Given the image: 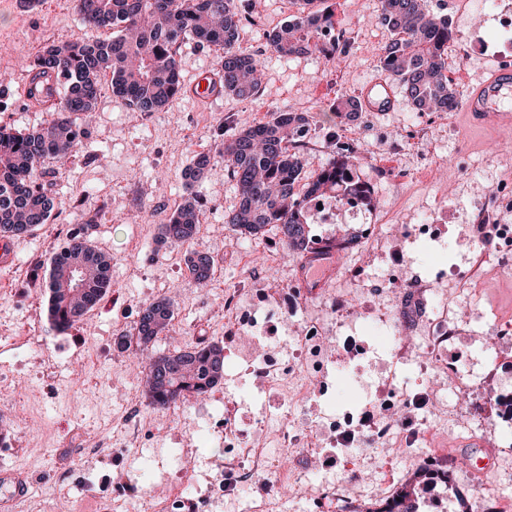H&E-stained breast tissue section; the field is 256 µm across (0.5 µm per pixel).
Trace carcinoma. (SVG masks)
Wrapping results in <instances>:
<instances>
[{
	"label": "carcinoma",
	"mask_w": 512,
	"mask_h": 512,
	"mask_svg": "<svg viewBox=\"0 0 512 512\" xmlns=\"http://www.w3.org/2000/svg\"><path fill=\"white\" fill-rule=\"evenodd\" d=\"M299 16L269 35L278 56L304 54L336 56L339 41H325L336 30L334 5L328 0H299ZM88 38L53 43L27 66V78L36 90L55 79L56 93L36 99L52 112V119L37 129L18 131L0 126V235L19 237L47 223L60 205L38 182L39 168L49 160L76 153L80 126L74 115L96 110L104 81L112 93L137 112H155L181 96L184 85L177 65L181 45L224 51L219 70L224 92L248 97L259 92L261 61L237 49L243 20L250 12L245 0H73ZM381 19L392 38L379 49V62L420 112H449L458 105L448 76V42L453 30L448 16L428 12L424 0H381ZM309 125L303 112H274L267 121L238 129L223 139L216 152H200L182 173L184 201L160 225V240L187 246L186 266L200 285L211 280L213 258L192 247L200 224L199 188L216 158L224 160L235 181L240 203L225 216V223L244 238H257L272 228L287 248L307 256L315 197L339 202L358 199L372 205L367 183L353 175L354 152L341 148L338 158L311 179L305 191L303 154L297 133ZM112 256L92 247L79 234L50 258L47 288L48 314L65 331L79 323L111 285ZM171 303L165 299L147 305L136 335L123 334L121 344L144 350L171 330ZM148 404L166 410L212 390L224 377V345L208 342L159 352L144 366ZM439 478L434 461L421 465L401 486L394 501L396 512H415L414 503Z\"/></svg>",
	"instance_id": "cac0c4a2"
}]
</instances>
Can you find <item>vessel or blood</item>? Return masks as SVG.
<instances>
[{
    "label": "vessel or blood",
    "mask_w": 512,
    "mask_h": 512,
    "mask_svg": "<svg viewBox=\"0 0 512 512\" xmlns=\"http://www.w3.org/2000/svg\"><path fill=\"white\" fill-rule=\"evenodd\" d=\"M190 91L196 99L213 101L218 99L220 86L211 72L199 75ZM512 96V66L503 65L491 70L487 80L470 91L463 110L471 123L483 128H496L512 123V110L502 106L501 101ZM359 109L363 112H384L394 103V93L390 80L379 76L369 82L361 91ZM0 482L8 489L0 495V512H17L20 503L26 498L30 485L28 474L11 472L0 475Z\"/></svg>",
    "instance_id": "obj_1"
}]
</instances>
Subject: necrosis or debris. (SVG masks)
Wrapping results in <instances>:
<instances>
[{"instance_id":"obj_1","label":"necrosis or debris","mask_w":512,"mask_h":512,"mask_svg":"<svg viewBox=\"0 0 512 512\" xmlns=\"http://www.w3.org/2000/svg\"><path fill=\"white\" fill-rule=\"evenodd\" d=\"M472 251L461 267L442 273H411L406 280L423 312L414 337L420 367L431 382L420 391L399 387L397 368L410 354L404 342L405 307L393 301L387 283H380L378 304L360 307L361 291L284 287L267 292L262 306L251 303L252 291L224 292L227 326L224 343L234 356V370L249 392L263 397L256 417L243 421L236 400L224 402V460L205 486H197L191 468H184V484L194 486V498L180 489L157 498L152 480H144L141 512H183L187 506H207L236 500L238 512H283L288 499L307 497L324 512H347L352 480L309 481L299 470L278 466L271 448L304 453L316 468L326 466L337 451L364 448L377 452L411 448L430 436L429 416L448 417L472 431L483 425L463 405L449 406V395L467 394L482 380L448 357L461 334L483 336L492 362L512 346V325L476 326L462 313L461 298L472 293L484 268L512 271V224H488L471 240ZM373 330L387 337L386 354L374 367L383 391L396 402L387 419L374 418V403L343 410L335 405L336 366L347 363V347L360 332Z\"/></svg>"}]
</instances>
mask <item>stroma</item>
Returning a JSON list of instances; mask_svg holds the SVG:
<instances>
[{"label":"stroma","instance_id":"obj_1","mask_svg":"<svg viewBox=\"0 0 512 512\" xmlns=\"http://www.w3.org/2000/svg\"><path fill=\"white\" fill-rule=\"evenodd\" d=\"M337 27L346 47L333 60L319 55L282 58L268 44L269 34L297 14L298 0H257V18L242 29L239 47L262 55L261 89L249 98L224 95L200 105L183 95L172 105L148 114L103 87L96 112L72 157L46 164L43 181L54 197H64L50 221L17 238L14 259L0 268V336L19 343L18 356L0 353V414L8 416L5 443L0 444V471L23 469L42 495L40 512H105L114 484L126 482L129 512L139 504L143 468L164 477L177 466L170 456L149 458L151 448L190 447V463L206 477L220 453L219 439L195 436L201 402L223 407L225 389L216 386L204 399L189 400L173 410L142 406L145 436L139 447L125 443L126 401L135 379L133 352L120 350L116 336L130 332L142 309L156 299L171 300L175 326L158 337L154 350H171L224 338V291L228 288L276 287L278 269L268 267L265 250L282 251L274 232L263 242L236 236L224 214L239 201L237 188L223 163H216L200 189L201 218L206 234L197 248L207 251L221 274L197 286L185 265V248L158 243L166 223L182 201L181 173L193 156L215 150L220 134L266 120L271 112H304L318 132L305 149V172L314 174L336 156L338 143L358 153L356 173L372 191L369 218L383 219L394 248L406 224L436 211L432 228L445 243L439 252L415 243L411 255L423 265H453L469 251L467 225L477 223L479 198L502 191L499 172L512 174V137L473 126L461 110L451 122L438 113L415 109L404 91H397L389 112H359L342 123L334 111L340 99L356 95L381 72L377 47L391 33L380 21V0H335ZM434 12L447 15L454 41L448 64L458 101L480 83L498 59L465 58L475 36L496 48L512 42L493 17L474 16L468 0H428ZM84 30L72 0H43L37 12L24 17L16 0H0V125L28 130L45 125L50 113L33 108L22 95L26 74L20 64L50 42L82 36ZM222 51L186 42L177 56L183 82L216 70ZM149 120L148 140L137 139L134 124ZM87 235L112 256V283L105 295L74 327L55 330L47 315L46 293L34 274L70 233ZM480 309L486 321L512 322V276L495 277L480 288ZM38 324L42 344L23 338ZM374 369L355 359L349 371L336 373V404L365 401V389H376ZM423 449L395 457L383 470L380 455L367 457L371 474L359 485L364 500L382 494L387 484L411 478L422 463Z\"/></svg>","mask_w":512,"mask_h":512}]
</instances>
